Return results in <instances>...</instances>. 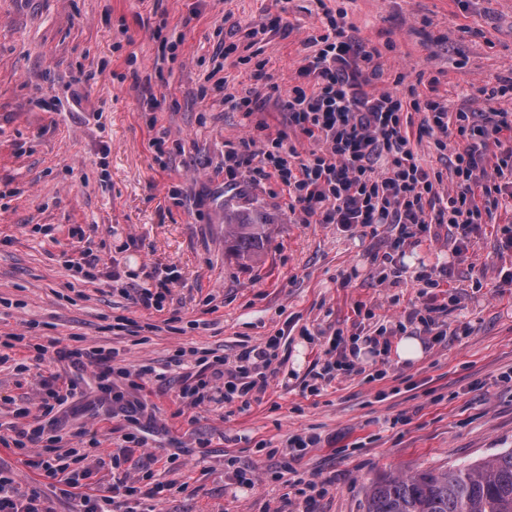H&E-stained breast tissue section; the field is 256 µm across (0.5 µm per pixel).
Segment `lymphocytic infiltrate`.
Instances as JSON below:
<instances>
[{
    "label": "lymphocytic infiltrate",
    "instance_id": "f902f5d3",
    "mask_svg": "<svg viewBox=\"0 0 512 512\" xmlns=\"http://www.w3.org/2000/svg\"><path fill=\"white\" fill-rule=\"evenodd\" d=\"M316 41L320 48L306 58L299 83L278 99L284 128L264 134L260 149H253L248 140L229 147L224 153L227 179L245 171L255 180L274 181L287 191L290 210L300 213L307 224L373 231L382 224L396 225L399 234L385 256L389 263L409 240L426 237L435 224L447 225L454 252L462 253L481 226L493 222L498 209L512 208L511 112L478 114L466 108L451 112L429 97L416 95L406 102L391 94L373 95L367 90L368 69L379 56L376 48L354 40L335 20ZM415 111L423 115L417 125L419 135L433 138L437 150L445 149L446 137L456 140L449 160L454 187L448 193H439L440 172L425 166L412 147L408 128ZM295 136L309 142L308 152L297 151L291 142ZM277 342L272 336L264 348L243 351L236 374L216 389L210 388L209 380L223 378L224 359L217 356L205 362L210 378L193 375L181 389L182 400L194 406L207 400L220 404L264 388L266 379L253 378L251 368L256 362H269L270 349ZM33 350L37 363L51 358L77 369L94 367L101 402L120 407L127 422H136L137 406L112 381L113 351L63 346L55 338L34 344ZM78 393L75 381H62L57 374L44 378L36 408L46 421L37 429L12 425L13 447L23 453L28 446L43 444L45 456L35 466L61 496L75 498L73 512H110L114 507L135 512L122 505L123 498L132 496L160 503L166 484H128L122 469L132 454L128 448L113 456L112 482L102 494L75 495L79 474L67 473L54 456L61 441L55 409ZM310 445V440L293 436L286 451L267 452L268 457L278 458L274 478L286 482L287 500L296 503L300 512H311L318 486L298 469ZM0 512L53 509L41 490H19L11 472L0 468Z\"/></svg>",
    "mask_w": 512,
    "mask_h": 512
}]
</instances>
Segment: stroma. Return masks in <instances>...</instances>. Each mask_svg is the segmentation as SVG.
Segmentation results:
<instances>
[{"label":"stroma","mask_w":512,"mask_h":512,"mask_svg":"<svg viewBox=\"0 0 512 512\" xmlns=\"http://www.w3.org/2000/svg\"><path fill=\"white\" fill-rule=\"evenodd\" d=\"M331 15L381 53L369 92L405 99L414 89L452 112H512V0H0V335L34 322L63 344L116 351L115 367L156 370L137 389L116 380L142 408L134 425L102 408L93 368L46 362L22 373V350L0 347L11 357L0 363L2 436L24 406L26 424H39L32 406L43 376L78 382L61 449L71 469L91 472L81 493L111 484L109 458L126 432L139 440L128 482L141 483L137 459L153 454L157 479L172 485L156 512H274L286 488L260 448L286 447L294 435L315 440L300 465L323 484L314 512H363L373 481L512 448V386L499 380L512 370V291L499 288L512 252L497 244L512 211H498L457 256L447 225H433L396 255L393 277L383 263L393 225L365 236L306 224L275 182L224 179L227 143L255 136L259 121L281 128L271 89L299 83L318 50L311 38ZM260 65L269 85L252 79ZM215 73L223 92L213 89ZM502 85L508 93L494 99L482 93ZM248 91L249 119L226 103ZM149 92L159 110L147 107ZM163 131L164 166L153 145ZM175 187L181 199H172ZM228 206L264 214L257 260L225 244ZM78 229L101 266H119L120 281L73 277L63 252ZM442 263L452 266L448 282L417 281L421 265ZM165 268L178 278L162 311L125 298ZM430 302L445 307L446 339L424 344L419 361H400L394 344L424 335L408 312ZM174 312L176 330L165 324ZM119 316L143 324L140 335L112 330ZM465 324L469 335H457ZM339 333L360 340L348 375L324 369ZM275 334L272 374L249 402L180 403L195 352L223 356L232 371L243 349ZM380 334L392 346L384 356L370 342ZM232 457L257 479L235 497L224 492Z\"/></svg>","instance_id":"1"}]
</instances>
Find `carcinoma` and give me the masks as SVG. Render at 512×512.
<instances>
[{"mask_svg":"<svg viewBox=\"0 0 512 512\" xmlns=\"http://www.w3.org/2000/svg\"><path fill=\"white\" fill-rule=\"evenodd\" d=\"M224 222L238 257L254 256L266 237L263 215L226 207ZM365 512H512V449L480 465L388 477L369 489Z\"/></svg>","mask_w":512,"mask_h":512,"instance_id":"carcinoma-1","label":"carcinoma"}]
</instances>
